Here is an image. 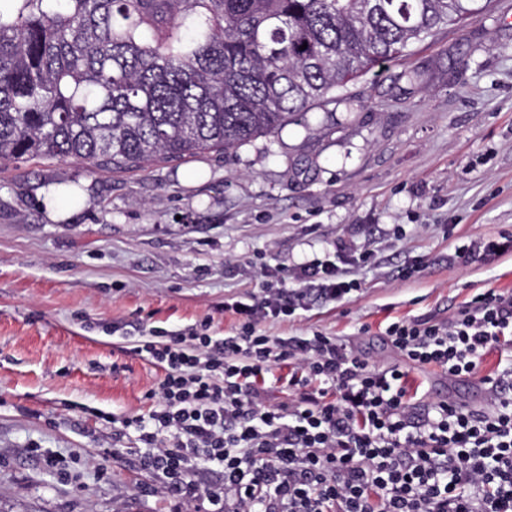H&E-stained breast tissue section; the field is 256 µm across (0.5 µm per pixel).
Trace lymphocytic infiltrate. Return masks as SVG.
I'll use <instances>...</instances> for the list:
<instances>
[{
    "label": "lymphocytic infiltrate",
    "mask_w": 512,
    "mask_h": 512,
    "mask_svg": "<svg viewBox=\"0 0 512 512\" xmlns=\"http://www.w3.org/2000/svg\"><path fill=\"white\" fill-rule=\"evenodd\" d=\"M374 252L347 246L282 278L257 267L259 293L224 302L234 323L210 318L138 336L136 354L164 376L147 413L109 423L133 429L156 492L180 512H512V355L485 378L484 409L409 395L407 370L434 366L470 378L484 356L512 343V292L476 295L450 319L397 320L384 334L403 359L379 368L334 337L275 336L266 325L308 298H348L351 266ZM285 374L289 396L270 402L266 377ZM211 470L220 486L200 491Z\"/></svg>",
    "instance_id": "obj_1"
}]
</instances>
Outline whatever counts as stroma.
Wrapping results in <instances>:
<instances>
[{
	"instance_id": "obj_1",
	"label": "stroma",
	"mask_w": 512,
	"mask_h": 512,
	"mask_svg": "<svg viewBox=\"0 0 512 512\" xmlns=\"http://www.w3.org/2000/svg\"><path fill=\"white\" fill-rule=\"evenodd\" d=\"M345 95L225 155L122 171L0 164V512H179L152 492L135 433L95 413L148 411L163 370L132 335L206 315L223 334L225 298L259 292L260 265L290 269L340 241L379 250L381 264L356 269L358 292L311 300L269 331H319L380 368L402 362L390 321H443L487 289L512 291V252L454 260L458 246L512 233V0ZM497 363L487 355L469 379L431 366L410 378L478 407Z\"/></svg>"
}]
</instances>
